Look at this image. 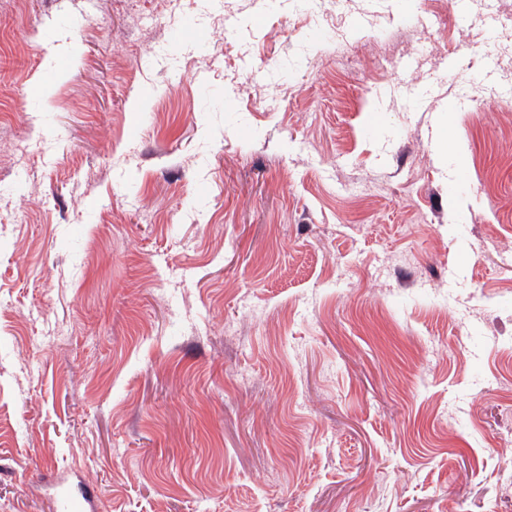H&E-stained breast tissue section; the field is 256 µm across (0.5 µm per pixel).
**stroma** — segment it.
Wrapping results in <instances>:
<instances>
[{"instance_id":"1","label":"stroma","mask_w":512,"mask_h":512,"mask_svg":"<svg viewBox=\"0 0 512 512\" xmlns=\"http://www.w3.org/2000/svg\"><path fill=\"white\" fill-rule=\"evenodd\" d=\"M179 14L0 0V512H512V0Z\"/></svg>"}]
</instances>
